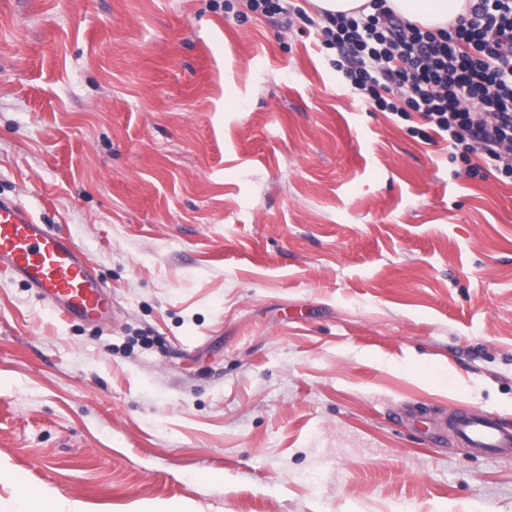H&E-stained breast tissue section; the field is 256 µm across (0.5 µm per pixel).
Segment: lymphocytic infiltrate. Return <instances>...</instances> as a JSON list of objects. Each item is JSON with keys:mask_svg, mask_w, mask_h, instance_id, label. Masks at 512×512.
Masks as SVG:
<instances>
[{"mask_svg": "<svg viewBox=\"0 0 512 512\" xmlns=\"http://www.w3.org/2000/svg\"><path fill=\"white\" fill-rule=\"evenodd\" d=\"M449 27L430 30L399 17L387 0H370L371 13L325 15L322 44L353 92L380 111L415 112L427 131L448 140L478 175L471 159L491 161L512 178V0H468Z\"/></svg>", "mask_w": 512, "mask_h": 512, "instance_id": "1", "label": "lymphocytic infiltrate"}]
</instances>
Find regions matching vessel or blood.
<instances>
[{
    "label": "vessel or blood",
    "mask_w": 512,
    "mask_h": 512,
    "mask_svg": "<svg viewBox=\"0 0 512 512\" xmlns=\"http://www.w3.org/2000/svg\"><path fill=\"white\" fill-rule=\"evenodd\" d=\"M0 268L35 289L51 307L89 324L105 320L111 297L92 273L81 248L48 224L36 223L18 201L0 199ZM453 431L478 453L512 452V429L493 414L465 410L453 417Z\"/></svg>",
    "instance_id": "obj_1"
}]
</instances>
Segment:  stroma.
Returning a JSON list of instances; mask_svg holds the SVG:
<instances>
[{
    "mask_svg": "<svg viewBox=\"0 0 512 512\" xmlns=\"http://www.w3.org/2000/svg\"><path fill=\"white\" fill-rule=\"evenodd\" d=\"M235 0H0V197L107 324L0 272V512H512V182ZM452 429L461 444L476 453L512 452V431L491 413L458 411L453 417ZM59 499L40 487H25L10 505V512H63Z\"/></svg>",
    "mask_w": 512,
    "mask_h": 512,
    "instance_id": "obj_1",
    "label": "stroma"
}]
</instances>
